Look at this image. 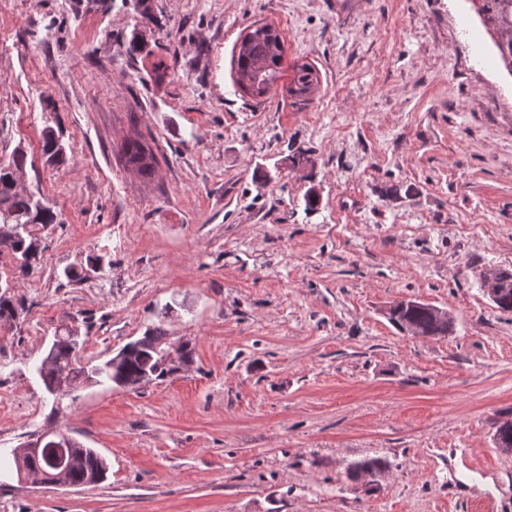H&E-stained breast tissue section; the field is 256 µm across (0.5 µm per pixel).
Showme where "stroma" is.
Instances as JSON below:
<instances>
[{"mask_svg":"<svg viewBox=\"0 0 512 512\" xmlns=\"http://www.w3.org/2000/svg\"><path fill=\"white\" fill-rule=\"evenodd\" d=\"M11 0L0 10V159L58 215L40 260L0 252V452L60 430L106 459L80 488L19 482L0 512H512V63L485 0ZM322 84L236 81L252 23ZM139 40L145 51L128 49ZM65 147L47 162L45 128ZM154 151L151 177L121 161ZM316 193L318 209L304 199ZM83 271L77 281L64 272ZM401 299L452 335L401 333ZM189 358L61 401L37 368L58 330L100 364L146 329ZM385 471L350 480V463ZM293 78L287 86V93L297 101H306L307 96L313 92L319 82L314 86L313 71L317 72L315 66L303 60H297L292 65ZM123 157L128 167L143 176H151L155 169L156 158L153 150L137 139H130L123 144ZM492 276L501 284V293L498 297V301L495 304L497 309L502 312L512 313V271L506 269H487L482 273Z\"/></svg>","mask_w":512,"mask_h":512,"instance_id":"obj_1","label":"stroma"}]
</instances>
